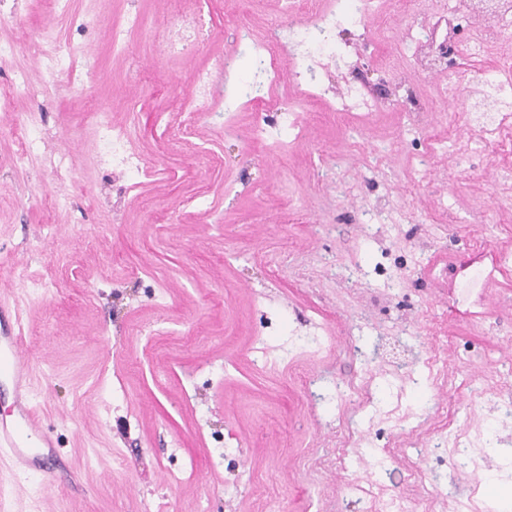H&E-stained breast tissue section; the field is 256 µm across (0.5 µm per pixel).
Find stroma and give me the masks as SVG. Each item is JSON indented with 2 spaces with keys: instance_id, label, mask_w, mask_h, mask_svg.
I'll return each instance as SVG.
<instances>
[{
  "instance_id": "1",
  "label": "stroma",
  "mask_w": 512,
  "mask_h": 512,
  "mask_svg": "<svg viewBox=\"0 0 512 512\" xmlns=\"http://www.w3.org/2000/svg\"><path fill=\"white\" fill-rule=\"evenodd\" d=\"M112 6L72 0L94 18L79 70L113 113L136 112L135 145L159 158L160 176L133 190L100 161L65 84L43 120L68 132L47 153L73 147L84 191L71 209L50 207L57 187L40 172L16 171L20 138L0 139V257L31 276L11 297L65 471L50 492L36 477L12 483L11 512H370L349 489L357 478L422 512L415 496L437 469L446 478L433 510L453 512L469 468L449 461L442 441L449 429L480 428L495 386L512 385V335L493 330L512 326V265L499 260L512 246V147L481 160L479 177L458 165L434 135L464 96H447V71L403 65L398 47L423 28L433 37L413 52L430 53L461 0H414L387 27L334 32L348 61L318 59L317 83L331 100L371 83L381 112L340 127L310 111L285 157L252 134L264 103L222 106L225 87L252 79L237 18L285 28L297 19L274 0H204L211 44L176 58L162 48L179 0H136L151 36L133 42L145 73L132 86L125 64L108 59ZM227 50L241 57L232 75L214 76L217 113L201 138L172 150L164 111L192 94L191 73L209 54ZM491 68L512 85V37L488 45L467 76ZM411 110L425 125L410 126ZM201 188L211 224L176 213ZM418 231L431 244L416 251ZM429 346L446 377L423 389L415 361ZM360 377L378 413L367 442L341 449L359 401L328 392ZM398 403L437 405L423 447L404 446ZM220 445L234 454L217 469L210 450ZM369 446L387 460L382 473L340 469Z\"/></svg>"
}]
</instances>
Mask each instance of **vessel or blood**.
<instances>
[{"mask_svg":"<svg viewBox=\"0 0 512 512\" xmlns=\"http://www.w3.org/2000/svg\"><path fill=\"white\" fill-rule=\"evenodd\" d=\"M23 318L8 297L0 292V383L12 391L14 410L0 418V459L9 460L14 472L39 477L45 489L59 479L58 454L42 435V416L30 403L33 391L32 357L23 343Z\"/></svg>","mask_w":512,"mask_h":512,"instance_id":"vessel-or-blood-1","label":"vessel or blood"}]
</instances>
